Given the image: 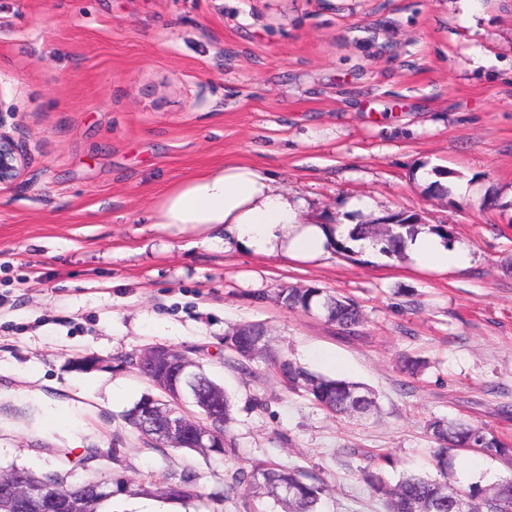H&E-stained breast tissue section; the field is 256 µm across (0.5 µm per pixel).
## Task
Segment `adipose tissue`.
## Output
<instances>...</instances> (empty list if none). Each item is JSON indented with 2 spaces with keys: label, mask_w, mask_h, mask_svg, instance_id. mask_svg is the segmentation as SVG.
Instances as JSON below:
<instances>
[{
  "label": "adipose tissue",
  "mask_w": 512,
  "mask_h": 512,
  "mask_svg": "<svg viewBox=\"0 0 512 512\" xmlns=\"http://www.w3.org/2000/svg\"><path fill=\"white\" fill-rule=\"evenodd\" d=\"M152 223L223 226L227 244L261 255L282 254L311 259L323 254L329 227L307 224L287 194L276 191L255 166L227 163L174 186L160 200ZM408 249L423 266L444 267L467 262L468 253L447 248L431 233H418Z\"/></svg>",
  "instance_id": "ef3b65f1"
}]
</instances>
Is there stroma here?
<instances>
[{
	"label": "stroma",
	"mask_w": 512,
	"mask_h": 512,
	"mask_svg": "<svg viewBox=\"0 0 512 512\" xmlns=\"http://www.w3.org/2000/svg\"><path fill=\"white\" fill-rule=\"evenodd\" d=\"M0 110L25 149L0 186V471L111 480L106 512H202L137 486L191 469L209 495L271 462L323 483L321 512H384L363 472L386 454L390 482L435 474L430 420L512 442V0H0ZM227 162L313 223L448 225L469 260H295L149 223L169 188ZM310 287L353 299L357 333L279 298ZM248 323L371 388L377 416H333L260 361L239 372L224 336ZM156 345L224 387L235 456L155 448L125 423L154 391L131 359ZM85 356L98 365L76 370ZM510 477L474 451L448 470L462 488Z\"/></svg>",
	"instance_id": "1"
}]
</instances>
